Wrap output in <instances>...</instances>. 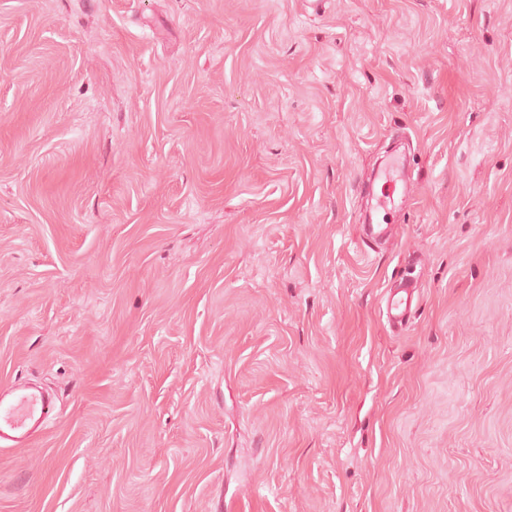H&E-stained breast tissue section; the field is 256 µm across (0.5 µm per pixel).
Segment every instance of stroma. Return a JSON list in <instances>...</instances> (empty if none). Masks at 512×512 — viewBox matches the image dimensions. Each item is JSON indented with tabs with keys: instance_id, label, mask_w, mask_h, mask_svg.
Listing matches in <instances>:
<instances>
[{
	"instance_id": "stroma-1",
	"label": "stroma",
	"mask_w": 512,
	"mask_h": 512,
	"mask_svg": "<svg viewBox=\"0 0 512 512\" xmlns=\"http://www.w3.org/2000/svg\"><path fill=\"white\" fill-rule=\"evenodd\" d=\"M21 380L0 512H512V0H0ZM390 170L383 172L380 177H383L382 184V196L378 200L379 207H388L391 205L392 208H396L395 195L402 201L409 194V186L406 182H401L397 185V180L389 177ZM419 281L409 274L402 275L398 288L391 289L386 296V317L390 329L403 333L411 326L419 307ZM55 395L30 386L0 392V446L21 448L59 418Z\"/></svg>"
}]
</instances>
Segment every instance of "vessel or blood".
<instances>
[{"instance_id": "obj_1", "label": "vessel or blood", "mask_w": 512, "mask_h": 512, "mask_svg": "<svg viewBox=\"0 0 512 512\" xmlns=\"http://www.w3.org/2000/svg\"><path fill=\"white\" fill-rule=\"evenodd\" d=\"M419 281L411 275L401 276L398 288L386 296V317L396 333L408 330L419 307ZM60 415L55 395L49 391L17 386L0 392V446L21 448L33 436L44 431Z\"/></svg>"}]
</instances>
